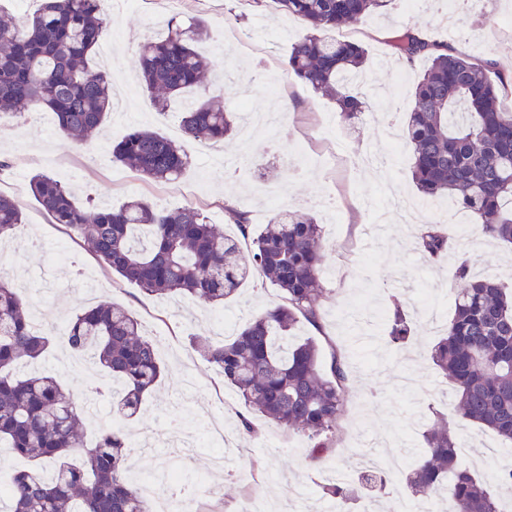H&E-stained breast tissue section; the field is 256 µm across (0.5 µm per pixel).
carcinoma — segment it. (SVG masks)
<instances>
[{
    "label": "carcinoma",
    "mask_w": 512,
    "mask_h": 512,
    "mask_svg": "<svg viewBox=\"0 0 512 512\" xmlns=\"http://www.w3.org/2000/svg\"><path fill=\"white\" fill-rule=\"evenodd\" d=\"M302 20L308 33L294 44L287 71L336 100L352 119L363 102L351 94L349 76L366 63L364 47L328 35L355 26L391 0H253ZM103 0H40L26 22L0 18V119L25 107L47 110L60 133L84 141L100 128L112 105V84L104 71L90 68L92 53L107 35ZM166 37L148 44L141 55L142 87L156 108L183 100L181 125L186 139L218 142L236 129L237 115L213 105L210 66L198 44L207 27L198 17H172ZM394 52L412 62L430 60L416 83L406 111L405 141L412 155L411 176L423 198L453 199L481 221L483 230L512 245V112L500 97L512 91L504 76L493 80L496 63L458 50L408 27L392 40ZM111 159L157 181L178 178L188 164L181 146L161 133L133 129L112 148ZM30 192L55 224L76 234L98 262L119 277L157 296L182 295L217 307L232 299L257 274L280 288L284 303L264 310L232 338L195 345L216 366L244 403L242 425L254 433L249 415L257 414L306 436L308 459L322 468L333 459L337 422L349 389L346 365L338 354L325 365L313 339L296 342L292 331L303 319H321L318 282L324 246L321 226L308 214L279 213L240 250L186 205L157 208L131 198L117 208L78 205L72 191L54 177L38 173ZM241 236H250L248 214L227 209ZM24 213L0 194V240L12 238ZM445 225L422 226L417 251L437 261L448 254ZM461 288L454 313L433 345V365L456 388L457 414L494 431L512 444V300L493 279H473L469 263L458 267ZM33 314L12 280L0 275V445L38 467L20 470L8 483L9 512H149L138 484L129 475L127 439L111 427L80 461L70 456L83 447L80 415L64 382L23 372L60 344L89 354L111 380L112 410L129 419L163 373L156 344L141 334V324L126 308L97 304L77 312L63 335L33 331ZM409 314L396 306L384 318L392 350L413 336ZM425 448L407 475L415 494L432 493L452 481L450 512H499L496 493L460 466L458 442L444 423L423 435ZM382 475L358 473L332 479L323 495L338 507L380 490Z\"/></svg>",
    "instance_id": "carcinoma-1"
}]
</instances>
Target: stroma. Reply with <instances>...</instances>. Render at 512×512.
<instances>
[{
  "label": "stroma",
  "mask_w": 512,
  "mask_h": 512,
  "mask_svg": "<svg viewBox=\"0 0 512 512\" xmlns=\"http://www.w3.org/2000/svg\"><path fill=\"white\" fill-rule=\"evenodd\" d=\"M481 9L487 24L464 25L457 36L449 35L445 18H424L405 0H392L386 14L366 16L355 36L368 54L359 85L366 110L351 126L334 100L286 70L293 43L307 32L305 23L269 6L255 7L252 0H182L174 13L205 20L208 37L200 49L214 70L231 77L229 90L215 95L216 104L232 111L248 102L263 112L281 113L286 112L285 99L295 103L285 130L274 136L259 130L249 162L230 178L208 159L239 157L240 135L213 144L185 140L177 102L161 116L150 107L131 120L110 112L104 127L84 146L46 131L35 109L21 111L0 128V160L10 162L0 170V193L19 203L25 218L8 267L22 301L39 310L48 327L66 321L92 299L110 301L130 310L144 335L157 345L162 376L126 422L128 431L144 441L132 451L130 473L165 472L179 464L185 476L216 477L217 494L203 501V512H237L247 488L236 473L254 458L265 466L259 491L276 512H291L299 493L313 512L330 504L319 491L324 473L309 462L308 442L301 434L255 418L259 438L251 458L241 457L242 401L192 345L197 335L227 339L214 320L215 308L180 295H149L105 271L79 242L72 245L73 262L48 266L47 248L64 231L30 195V176L46 173L76 187L82 204L117 207L132 197L157 202L168 182L149 180L119 163L103 170L94 162L95 154L111 152L131 128L140 127L180 142L189 157L175 183H194L199 191L189 199L170 196L167 206L194 205L233 238L239 231L224 211L228 193L248 212L254 227L288 210L311 214L321 225L329 269L320 283L322 326L300 322L296 335L332 343L349 367V394L337 430L343 448L339 471L354 473L363 452H371L382 463L401 448L409 451L408 467H415L424 432L441 416L464 448L462 465L492 490L501 491L489 460L491 451L503 450L501 439L456 415L454 388L434 368L430 350L452 317L461 261L470 259L473 275L499 279L512 289V248L488 240L480 222L447 198L439 202L440 213L423 211L411 224L391 222L374 240L366 233L367 225L378 222V209L388 193L420 197L411 180L406 144L390 137L401 131L403 115L390 111L389 104L409 93L428 63H409L395 54L393 36L418 24L461 52L492 57L498 70L512 75V0H486ZM103 10L109 52L93 55L91 64L118 74V88L140 92L136 61L145 45L166 33L174 13L165 9L164 0H126L119 7L105 0ZM434 220L452 229L454 246L440 261L417 262L416 237L423 224ZM282 301L278 288L255 276L224 308V318L237 328L262 308ZM396 301L404 305L415 327L410 342L397 352L377 340L374 322L377 313Z\"/></svg>",
  "instance_id": "1"
}]
</instances>
